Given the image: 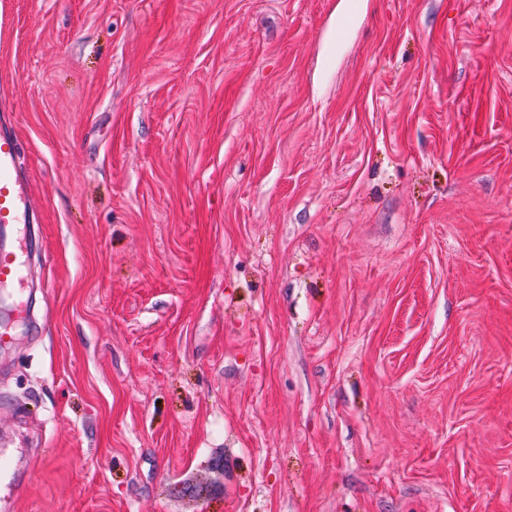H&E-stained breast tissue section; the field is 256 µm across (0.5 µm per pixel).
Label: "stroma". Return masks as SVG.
Returning a JSON list of instances; mask_svg holds the SVG:
<instances>
[{
    "mask_svg": "<svg viewBox=\"0 0 512 512\" xmlns=\"http://www.w3.org/2000/svg\"><path fill=\"white\" fill-rule=\"evenodd\" d=\"M0 123V512H512V0H0ZM21 158L18 135L9 127L0 129V287L21 283L25 274V224H30L28 183L16 176ZM9 241V247L4 242ZM26 246V243H24Z\"/></svg>",
    "mask_w": 512,
    "mask_h": 512,
    "instance_id": "obj_1",
    "label": "stroma"
}]
</instances>
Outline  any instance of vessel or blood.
Instances as JSON below:
<instances>
[{
	"label": "vessel or blood",
	"mask_w": 512,
	"mask_h": 512,
	"mask_svg": "<svg viewBox=\"0 0 512 512\" xmlns=\"http://www.w3.org/2000/svg\"><path fill=\"white\" fill-rule=\"evenodd\" d=\"M21 145L13 129H0V287L22 282L24 228L29 222L30 190L16 176Z\"/></svg>",
	"instance_id": "1"
}]
</instances>
